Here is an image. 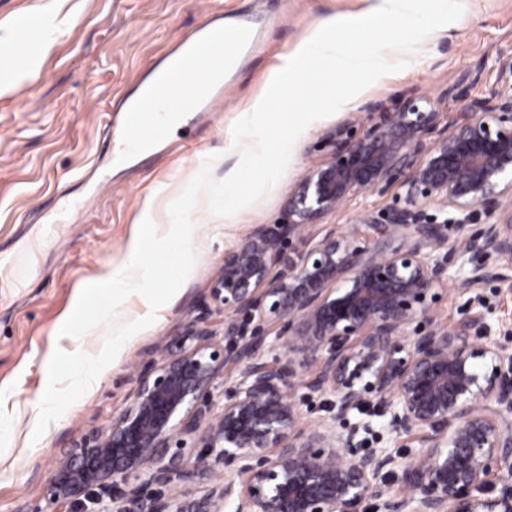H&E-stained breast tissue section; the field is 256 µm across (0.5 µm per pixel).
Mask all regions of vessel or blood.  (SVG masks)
<instances>
[{
	"mask_svg": "<svg viewBox=\"0 0 512 512\" xmlns=\"http://www.w3.org/2000/svg\"><path fill=\"white\" fill-rule=\"evenodd\" d=\"M252 46L248 29L230 31L216 25L201 38L168 55V63L178 70L177 80H156L139 98L125 101L120 125L124 141L137 150L143 143L163 137L165 128L158 115L164 104L209 111L213 101L212 66L223 62L226 50Z\"/></svg>",
	"mask_w": 512,
	"mask_h": 512,
	"instance_id": "b4317fda",
	"label": "vessel or blood"
}]
</instances>
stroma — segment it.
I'll use <instances>...</instances> for the list:
<instances>
[{
	"mask_svg": "<svg viewBox=\"0 0 512 512\" xmlns=\"http://www.w3.org/2000/svg\"><path fill=\"white\" fill-rule=\"evenodd\" d=\"M373 2L65 0L67 34L43 55L36 78L0 96V252L11 257L0 265V512H56L50 485L60 463L83 435L104 429L129 405L166 341L208 301L225 251L258 225L282 223L289 191L331 153L326 132L367 124L364 107L372 102L392 106L427 96L441 100L453 121L462 100L489 95L500 59L512 54V0H463L459 24L428 35L405 69L304 130L281 179L243 208L238 223L217 228L206 197H199L192 213L197 262L163 320L130 337L97 385L32 441L54 349L95 355L103 346L105 327L77 339L59 336V324L73 310L76 289L104 281L112 264L126 259L145 198L168 184L157 201L156 229L166 233L169 205L207 156L217 157L215 178L236 166L239 156L227 148L231 128L265 93L279 55L324 19L363 13ZM217 14L225 24L248 27L256 46L236 52L235 66L224 74L231 87L213 114L186 113L151 142L148 155L116 159L117 140L106 131L110 107L152 77L171 45L203 30ZM392 197L370 192L345 202L306 235L320 238L330 224L349 227ZM51 223L64 239L61 247L41 238L43 225ZM471 316L487 317L512 349V285L496 280L469 291L448 282L408 333L421 336Z\"/></svg>",
	"mask_w": 512,
	"mask_h": 512,
	"instance_id": "35a3bbf8",
	"label": "stroma"
}]
</instances>
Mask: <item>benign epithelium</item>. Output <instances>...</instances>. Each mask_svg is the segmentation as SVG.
Returning <instances> with one entry per match:
<instances>
[{"label": "benign epithelium", "instance_id": "benign-epithelium-1", "mask_svg": "<svg viewBox=\"0 0 512 512\" xmlns=\"http://www.w3.org/2000/svg\"><path fill=\"white\" fill-rule=\"evenodd\" d=\"M366 112L370 124L328 135L331 156L295 185L286 222L224 253L210 303L165 344L125 410L81 437L52 479L58 512H102L106 498L112 512H364L372 498L389 512H512V352L483 317L407 334L450 278L442 249L460 260L467 291L512 280V57L489 96L464 103L453 124L441 125L440 101L429 97ZM393 184L403 189L395 204L358 223L395 232L424 223L427 248L361 247L354 228L286 253L285 240L308 225ZM430 204L453 214V243L425 223ZM478 207L488 222L471 236ZM473 252L499 263L471 266ZM221 313L219 336L212 316ZM224 375L234 385L214 415ZM297 384L327 397L328 414L310 427L288 394ZM374 417L390 435L418 432L419 449L404 461L390 447L358 450ZM205 421L224 484L186 505L209 477L204 463L185 462V437ZM492 474L499 493L475 495ZM132 475L141 483L129 487Z\"/></svg>", "mask_w": 512, "mask_h": 512}]
</instances>
